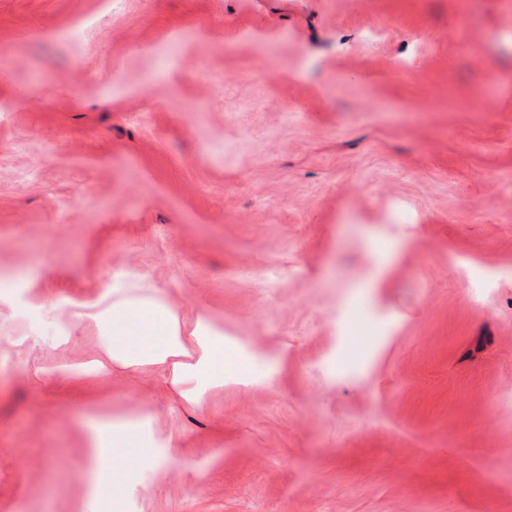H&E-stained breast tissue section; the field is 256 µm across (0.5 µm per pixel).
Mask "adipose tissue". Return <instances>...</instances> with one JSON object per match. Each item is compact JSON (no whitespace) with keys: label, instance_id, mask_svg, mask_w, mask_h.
<instances>
[{"label":"adipose tissue","instance_id":"adipose-tissue-1","mask_svg":"<svg viewBox=\"0 0 512 512\" xmlns=\"http://www.w3.org/2000/svg\"><path fill=\"white\" fill-rule=\"evenodd\" d=\"M65 309L79 320L95 321L101 338L93 359L60 367L77 393L69 405L78 411L86 406L81 392L119 370L152 374L174 389L182 405L199 410L206 390L222 383L225 374L247 376L255 357L227 340L205 312L183 315L167 292L144 276L118 274L97 295L67 300L61 308L41 306L44 325L59 326ZM153 421L149 414L89 420L85 427L95 459L103 460L109 448H137L151 459L156 449L173 447V437L159 435Z\"/></svg>","mask_w":512,"mask_h":512}]
</instances>
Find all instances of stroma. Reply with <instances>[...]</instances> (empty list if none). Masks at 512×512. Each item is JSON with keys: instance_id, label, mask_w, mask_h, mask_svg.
<instances>
[{"instance_id": "obj_1", "label": "stroma", "mask_w": 512, "mask_h": 512, "mask_svg": "<svg viewBox=\"0 0 512 512\" xmlns=\"http://www.w3.org/2000/svg\"><path fill=\"white\" fill-rule=\"evenodd\" d=\"M116 72L111 91L97 85ZM143 275L276 360L91 470L0 304V512H512V0H0V283Z\"/></svg>"}]
</instances>
